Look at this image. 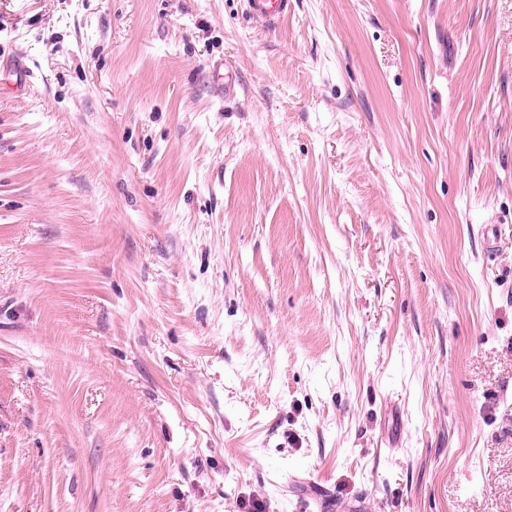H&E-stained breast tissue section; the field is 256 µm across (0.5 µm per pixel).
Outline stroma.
Instances as JSON below:
<instances>
[{"instance_id":"35a3bbf8","label":"stroma","mask_w":512,"mask_h":512,"mask_svg":"<svg viewBox=\"0 0 512 512\" xmlns=\"http://www.w3.org/2000/svg\"><path fill=\"white\" fill-rule=\"evenodd\" d=\"M255 499L512 512V0H0V512ZM248 13L268 27H275L288 16L290 0H246Z\"/></svg>"}]
</instances>
